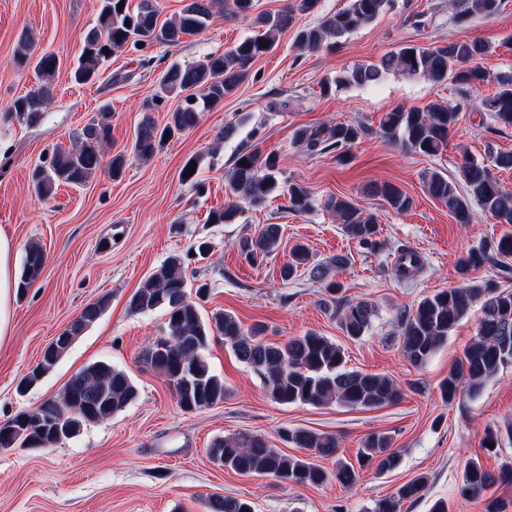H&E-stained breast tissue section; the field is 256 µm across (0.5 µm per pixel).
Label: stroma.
<instances>
[{"mask_svg": "<svg viewBox=\"0 0 512 512\" xmlns=\"http://www.w3.org/2000/svg\"><path fill=\"white\" fill-rule=\"evenodd\" d=\"M346 3L318 0L312 12L297 14L293 28L252 64L236 92L154 157L129 159L116 179L101 172L84 185L59 186L50 199L40 201L32 190L34 166L50 158L56 147L69 146L89 119L101 112L112 115V141L105 155L130 149L145 114L143 102L169 65L223 53L253 30L226 16L175 47L154 45L142 52L120 48L103 62L97 81L79 85L71 71L85 33L97 22V0H0V228L12 236L18 252L37 243L46 255L37 282L15 296L14 334L0 345V423L58 397L71 376L95 362L124 370L139 392L123 412L85 426L79 436L54 447L0 448V512H207L206 501L213 495L247 500L255 512H365L417 476L427 479L423 496L403 504L401 512H430L438 500L447 501L449 512H482V501L459 495L462 471L473 456L494 472L512 465V440L502 439L493 453L481 449L487 427L512 425V366L501 369L478 393L446 404L440 383L475 338L480 307H472L420 367L403 355L399 319L423 297L460 285L459 260L504 231L480 212L473 223H456L444 204L424 192L423 172L438 169L452 181H462L463 155L512 152V129L491 130L486 116L466 109L442 154H412L378 135L381 116L396 107L459 99L457 85L398 73L385 75L371 89L348 87L325 95L321 85L344 69L379 62L407 44L435 48L480 38L491 51L479 64L492 77L480 93L493 94L495 76L512 73V50L504 45L512 39V0H503L493 16L461 25L451 19L446 0H394L377 20L342 38L334 50L296 48L297 29L316 24ZM420 12L427 13L430 23L418 30L412 18ZM25 35L59 61L53 102L36 127L21 124L8 112L16 97L41 82L33 65L17 60ZM230 122L237 124V136L219 140ZM339 122L365 129L346 162L337 161L332 152L307 153L295 140L299 129ZM244 142L261 153H276L281 181L306 185L317 201L315 209L291 213L287 197L280 195L260 208L242 206L235 223H208L209 212L224 207L225 178ZM191 158L199 161L194 185L180 177ZM383 180L413 196V209L398 214L367 195L369 183ZM332 195L351 198L376 214L375 248L359 247L323 209ZM264 224L281 225L282 240L262 264L252 266L235 244ZM200 238L213 244L203 259L188 253ZM297 241L308 245L315 260L344 258V265H333L331 277L341 286L340 297L374 305L365 336L352 339L343 333L337 306L327 300L322 283L303 272L282 280L281 267ZM405 249L422 255L425 266L401 278L395 263ZM175 253L187 254L191 282L208 286L198 302L202 316L230 312L243 326L262 327L266 338L276 342L308 332L326 336L342 346L349 369L389 376L401 384L402 398L373 410L275 403L260 378L214 333L202 355L223 378L226 396L218 405L183 411L165 378L143 361L144 351L166 332L163 311L134 313L127 306L144 279ZM102 297L108 305L101 317L37 384L18 392L20 379L40 361L43 348L86 305ZM283 427L335 436L339 457L350 462L368 433L387 431L400 463L384 474L362 469L350 487L333 480L309 487L240 475L207 454L215 438L238 433L261 435L271 447L291 453L279 438Z\"/></svg>", "mask_w": 512, "mask_h": 512, "instance_id": "obj_1", "label": "stroma"}]
</instances>
